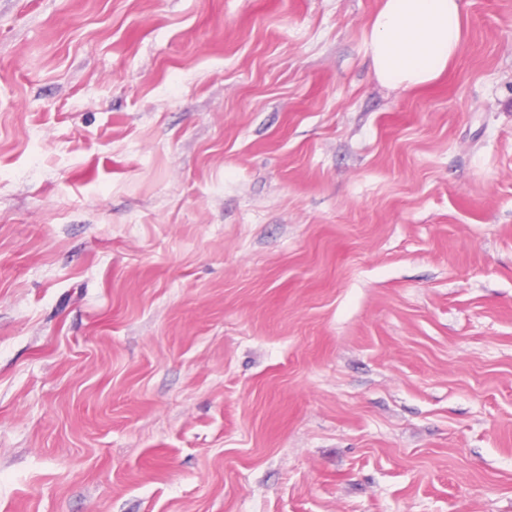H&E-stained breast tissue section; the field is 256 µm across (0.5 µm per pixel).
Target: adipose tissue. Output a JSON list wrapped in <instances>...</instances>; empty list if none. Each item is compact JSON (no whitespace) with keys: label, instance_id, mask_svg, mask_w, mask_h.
Instances as JSON below:
<instances>
[{"label":"adipose tissue","instance_id":"adipose-tissue-1","mask_svg":"<svg viewBox=\"0 0 512 512\" xmlns=\"http://www.w3.org/2000/svg\"><path fill=\"white\" fill-rule=\"evenodd\" d=\"M463 0H384L367 52L378 77L413 88L436 80L461 43Z\"/></svg>","mask_w":512,"mask_h":512}]
</instances>
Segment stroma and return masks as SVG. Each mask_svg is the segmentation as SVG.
Masks as SVG:
<instances>
[{"mask_svg":"<svg viewBox=\"0 0 512 512\" xmlns=\"http://www.w3.org/2000/svg\"><path fill=\"white\" fill-rule=\"evenodd\" d=\"M382 3L0 0V512H512V0ZM367 52L378 77L413 88L436 80L456 57L465 0H383Z\"/></svg>","mask_w":512,"mask_h":512,"instance_id":"obj_1","label":"stroma"}]
</instances>
